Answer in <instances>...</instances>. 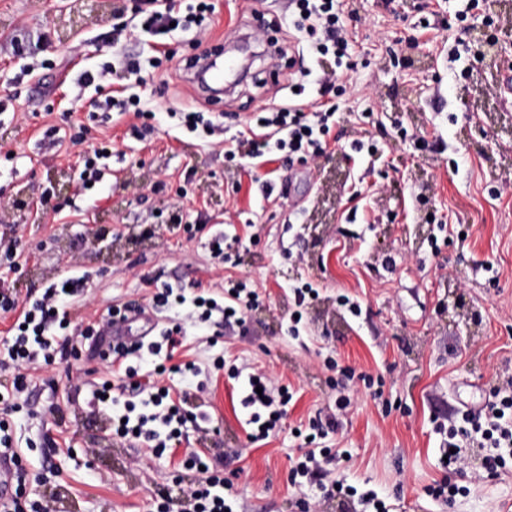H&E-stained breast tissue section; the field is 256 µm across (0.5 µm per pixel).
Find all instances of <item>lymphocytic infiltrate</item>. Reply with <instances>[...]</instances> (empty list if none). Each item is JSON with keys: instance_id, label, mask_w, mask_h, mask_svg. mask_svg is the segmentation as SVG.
Here are the masks:
<instances>
[{"instance_id": "obj_1", "label": "lymphocytic infiltrate", "mask_w": 512, "mask_h": 512, "mask_svg": "<svg viewBox=\"0 0 512 512\" xmlns=\"http://www.w3.org/2000/svg\"><path fill=\"white\" fill-rule=\"evenodd\" d=\"M210 6L200 0L195 14L179 16L172 0H143L140 13L149 31L164 34L172 26L195 27L197 44L207 43L209 29L202 23ZM358 8L349 0H292L289 20L293 28L309 38L308 52L311 66L301 68L297 89L285 98H279L269 112L256 115L244 130V142L248 146L250 165L271 161L273 155L286 154L288 158L308 161L323 155L330 133V120L337 113L335 98L345 92L342 79L351 70L352 41L347 23L360 20ZM141 65L133 59L118 63H105L97 69L81 70L76 83L80 89H94L99 100L93 101L86 122L74 125L72 131L50 126L45 138L52 144L67 145L77 150L79 165L75 180L79 194H86L89 185L103 181L112 168L108 156L109 146L104 142L88 139L89 125L95 121H109L111 112H131L142 118L138 136L152 130L148 120L149 110L142 105L139 94L133 93L119 99L106 94V87L140 74ZM0 256L5 259V270L0 273V311L14 314L12 335L5 342L9 360L14 366L9 387L0 392V453L9 456L13 465L15 490L9 501L0 504V512H51L49 507L35 505L23 497L28 472L22 463L23 453L15 448L7 414L14 411L17 399L29 387V378L23 365L36 360L54 363L71 355L76 332L72 329L74 300L83 296L89 281L78 264H70L67 274L60 280L46 285L37 298L18 299L8 285L10 273L21 266L22 253L15 239L0 235ZM203 311L201 320H210L213 314H226L237 323H244L249 312L258 307L259 294L246 282L227 280L223 299L200 291L197 296ZM115 381H104L101 386L90 388L86 397L89 410L108 409L112 414V434L121 440H136L152 448L158 455L173 450L180 442L186 424L197 422L199 415L188 404L186 390L178 389L157 380L141 381L136 367L119 366ZM231 378H243L241 403L249 409L252 427L247 437L253 441L269 438L284 419L286 406L292 399L287 387L275 385L265 374L241 376L239 369H231ZM494 399L485 411L464 415L461 423L448 427L443 457L447 459L448 473L430 486L429 493L436 499H448L459 494L460 488L453 476L460 472L463 460L460 448L486 449L481 465L487 474H496L512 456V379H504L493 389ZM319 423H311L305 437L307 448L292 466L290 479L304 478L309 486L319 490L352 497L361 496L373 512H388L383 500L373 492L359 493L357 488L344 485L331 478L325 464L331 459V449L318 446ZM193 466L204 467V481L190 485L184 497L190 502L192 512H232L222 491L230 481L224 475L222 458H215L212 465H204L202 457H194Z\"/></svg>"}]
</instances>
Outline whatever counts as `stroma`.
I'll use <instances>...</instances> for the list:
<instances>
[{
  "mask_svg": "<svg viewBox=\"0 0 512 512\" xmlns=\"http://www.w3.org/2000/svg\"><path fill=\"white\" fill-rule=\"evenodd\" d=\"M211 2L215 36L230 49L236 34L249 35L256 52L247 78L217 102L183 68L199 52L193 32L156 38L131 0H0V97H18L16 120L0 125V146L18 156L16 169L0 170V197L28 200L49 185L58 201L83 210L77 224L0 211V230L28 256L10 280L15 292L38 291L75 261L91 278L86 317L144 302L155 278L218 293L232 276L262 300L241 326L188 321L179 308L155 313L162 325L185 320L195 364L166 372L164 382L195 384L193 403L210 416L161 456L114 439L108 416L68 404L76 389L105 380L107 332L81 340L75 359L30 367L31 393L9 417L31 474L29 501L53 500L56 512H155L159 494L179 498L202 479L188 461L206 447L232 456L233 512H298L300 493L288 479L301 445L294 430L318 416L330 426L326 444L345 454L336 478L374 491L396 512H512V461L493 477L470 462L455 477L465 491L451 503L426 493L444 475L436 420L480 409L497 378L512 377V193H493L512 179V98L497 93L512 75V0H480L463 22L454 17L457 0H357L364 22L339 99L349 119L333 125L335 145L316 160L282 158L253 175L225 163L224 145L294 81L307 44L288 32L287 0ZM427 12L447 18L448 29L422 33ZM495 16L506 25H491ZM115 23L127 26L128 54L150 57L151 45L164 41L169 57L159 72L169 85L140 91L155 115L152 136L135 137L130 114L107 131L92 129L112 140V174L78 199L75 157L39 146L35 134L64 126L62 111L78 93L72 78L109 60L101 37ZM18 24L32 37L23 59L10 50ZM492 37L498 63L489 72L481 55ZM26 66L33 75L14 83ZM184 103L222 121V136L205 140L181 127L169 112ZM398 124L408 138L396 134ZM364 130L379 144L375 156L350 148ZM418 133L426 145H414ZM352 195L360 208L350 223ZM421 195L428 204L418 203ZM176 207L204 212L209 228L171 223ZM431 213L452 232L434 233ZM214 224L240 237L229 262L210 249ZM300 279L318 284L320 299L296 337L288 332V286ZM340 295L360 303L359 316L337 306ZM232 365L294 391L275 437L247 441L249 411L227 376ZM344 369L355 377L341 412L335 382ZM368 375L376 387L366 385Z\"/></svg>",
  "mask_w": 512,
  "mask_h": 512,
  "instance_id": "35a3bbf8",
  "label": "stroma"
}]
</instances>
